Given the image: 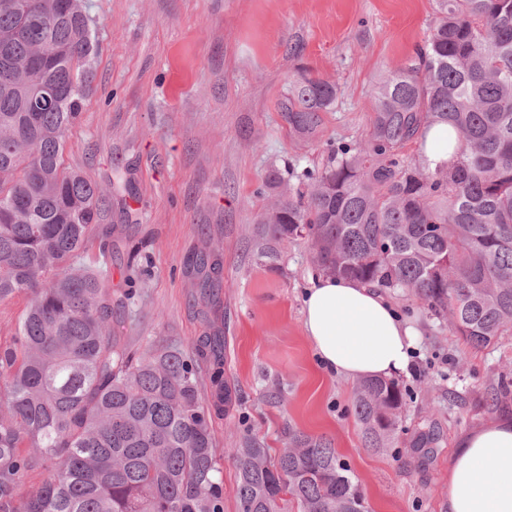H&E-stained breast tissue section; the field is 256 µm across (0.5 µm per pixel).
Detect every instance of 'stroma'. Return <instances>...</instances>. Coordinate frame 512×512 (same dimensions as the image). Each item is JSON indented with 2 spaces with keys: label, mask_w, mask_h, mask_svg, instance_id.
Listing matches in <instances>:
<instances>
[{
  "label": "stroma",
  "mask_w": 512,
  "mask_h": 512,
  "mask_svg": "<svg viewBox=\"0 0 512 512\" xmlns=\"http://www.w3.org/2000/svg\"><path fill=\"white\" fill-rule=\"evenodd\" d=\"M97 44L90 84L68 129L64 165L107 186L100 221L115 227L111 253L90 235L81 264L104 271L112 329L138 352L191 351L206 329L189 257L223 260L224 373L236 399L212 432L224 512L237 510L233 448L244 438L280 449L289 430L331 441L352 467L368 512H441L459 437L512 413L485 399L512 380V336L475 350L447 323L409 314L419 333L400 377L407 396L392 447L361 441L354 381L324 373L304 332L302 296L316 270L303 239L258 254L272 173L297 182L332 148L368 135L380 80L428 35L437 0H85ZM338 86L314 138L288 130L280 100L300 70ZM435 443L419 450L421 433Z\"/></svg>",
  "instance_id": "35a3bbf8"
}]
</instances>
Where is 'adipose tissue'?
Masks as SVG:
<instances>
[{"label":"adipose tissue","instance_id":"obj_1","mask_svg":"<svg viewBox=\"0 0 512 512\" xmlns=\"http://www.w3.org/2000/svg\"><path fill=\"white\" fill-rule=\"evenodd\" d=\"M304 330L328 373L348 379L407 374L417 332L378 288L322 274L303 296ZM443 512H512V417L462 435L448 464Z\"/></svg>","mask_w":512,"mask_h":512}]
</instances>
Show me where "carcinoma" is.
<instances>
[{"label":"carcinoma","instance_id":"carcinoma-1","mask_svg":"<svg viewBox=\"0 0 512 512\" xmlns=\"http://www.w3.org/2000/svg\"><path fill=\"white\" fill-rule=\"evenodd\" d=\"M437 2L410 63L380 82L367 138L337 145L304 187L277 183L259 223L273 241L310 242L319 272L396 291L481 349L512 336V0ZM94 51L82 0H0V301L29 297L0 345V512H224L220 255L192 259L209 332L191 357L112 335L105 278L75 263L93 230L112 247L105 191L63 165ZM38 90L54 101L33 111ZM337 93L303 72L280 104L288 130L315 137ZM435 125L448 127L449 160L432 170L404 148ZM510 397L503 377L488 407ZM403 399L393 380L358 383L365 447H390ZM232 456L239 512H366L325 438L290 430L275 456L252 439ZM40 469L47 480L20 494Z\"/></svg>","mask_w":512,"mask_h":512}]
</instances>
